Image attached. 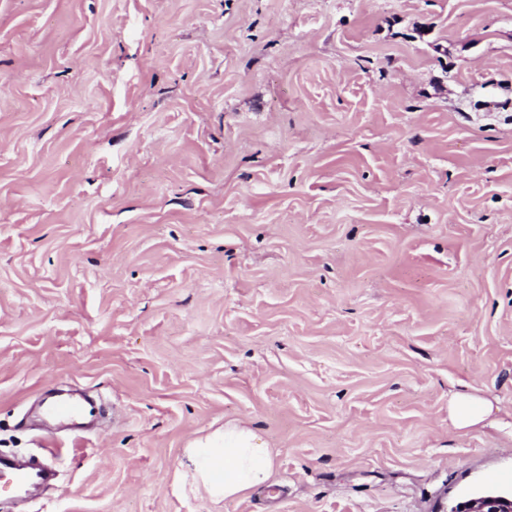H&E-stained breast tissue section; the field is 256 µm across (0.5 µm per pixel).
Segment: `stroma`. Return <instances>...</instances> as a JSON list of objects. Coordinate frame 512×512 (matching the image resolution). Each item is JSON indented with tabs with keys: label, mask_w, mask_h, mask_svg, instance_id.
I'll use <instances>...</instances> for the list:
<instances>
[{
	"label": "stroma",
	"mask_w": 512,
	"mask_h": 512,
	"mask_svg": "<svg viewBox=\"0 0 512 512\" xmlns=\"http://www.w3.org/2000/svg\"><path fill=\"white\" fill-rule=\"evenodd\" d=\"M511 412L512 0H0V512H462ZM239 418L267 485L176 491ZM490 403L472 395H454L448 401V418L458 429H468L486 420L492 413ZM94 409L84 403H76L72 401H59L53 404L47 410L50 419L70 418L83 419L92 416Z\"/></svg>",
	"instance_id": "obj_1"
}]
</instances>
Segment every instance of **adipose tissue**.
Wrapping results in <instances>:
<instances>
[{"label":"adipose tissue","mask_w":512,"mask_h":512,"mask_svg":"<svg viewBox=\"0 0 512 512\" xmlns=\"http://www.w3.org/2000/svg\"><path fill=\"white\" fill-rule=\"evenodd\" d=\"M178 472L181 491L215 502L233 499L267 483L274 459L264 438L244 421H230L189 443Z\"/></svg>","instance_id":"adipose-tissue-1"}]
</instances>
